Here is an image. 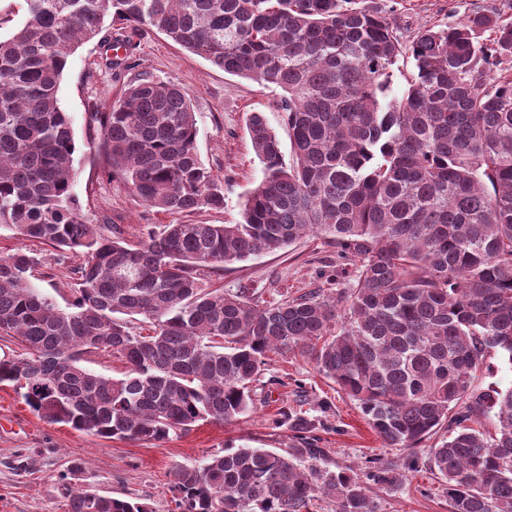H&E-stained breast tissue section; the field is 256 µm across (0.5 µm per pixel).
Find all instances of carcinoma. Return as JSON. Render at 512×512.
<instances>
[{
	"label": "carcinoma",
	"mask_w": 512,
	"mask_h": 512,
	"mask_svg": "<svg viewBox=\"0 0 512 512\" xmlns=\"http://www.w3.org/2000/svg\"><path fill=\"white\" fill-rule=\"evenodd\" d=\"M24 2L27 20L0 37V225L82 262L62 307L34 283V250L0 257V335L21 349L0 357V385L50 424L157 444L248 415L268 354L292 352L358 401L410 469L448 428L431 453L450 512H512V387H472L486 356L512 366V21L475 11L406 44L374 0ZM109 14L282 91L293 160L251 113L262 176L238 223L164 224L130 246L79 209L58 90L73 48ZM405 57L407 87L385 103ZM89 123L139 201L172 214L224 208L185 88L141 78ZM305 237L357 262L356 283L267 302L200 278ZM99 352L125 360L122 377L85 366ZM490 414L492 432L479 427ZM276 425L299 447L226 448L176 466L178 512H312L322 496L335 512H378L353 469L322 465L320 419L285 408ZM371 477L391 488L402 474ZM65 499L67 512H152L75 486Z\"/></svg>",
	"instance_id": "cac0c4a2"
}]
</instances>
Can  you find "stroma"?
<instances>
[{
  "mask_svg": "<svg viewBox=\"0 0 512 512\" xmlns=\"http://www.w3.org/2000/svg\"><path fill=\"white\" fill-rule=\"evenodd\" d=\"M403 39L428 27L463 20L478 10H492L512 20V0H376ZM105 35H123L133 49L120 66L113 51L92 40L70 54L59 89L76 144L78 169L73 192L93 223L120 230L128 243L137 242L149 225L183 219L205 224L239 221L244 194L261 177L246 129L250 113L260 112L281 141L284 161H291L288 130L274 108L280 92L264 83L224 73L148 26L106 22ZM188 89L197 116V150L224 188V208L201 209L189 217L170 214L140 202L123 180L111 177L99 150L100 133L91 127V110L108 111L122 91L141 78ZM46 272L41 290L58 303L70 296L75 256L59 258L47 245H35ZM354 262L339 259L335 248L319 238H305L285 250L234 264L223 272H203L206 284L224 289H261L267 301L298 296L328 287L336 271L354 275ZM294 407L322 420L317 445L331 466L369 474L386 466L403 471L399 486L386 490L369 484L380 512H448L445 484L429 463L432 448L447 436L439 430L418 450L416 469H405L406 452L385 447L369 427L357 401L324 378L300 355H271L254 388V408L233 423L202 422L186 433L151 445L134 440L102 439L65 425L41 420L13 387L0 386V512H66L64 484L147 504L152 512H176L171 492L173 469L196 466L224 448H286L291 431L275 427L280 408Z\"/></svg>",
  "mask_w": 512,
  "mask_h": 512,
  "instance_id": "obj_1",
  "label": "stroma"
}]
</instances>
